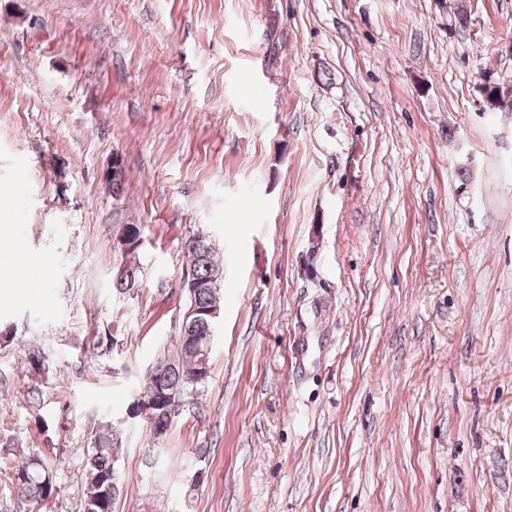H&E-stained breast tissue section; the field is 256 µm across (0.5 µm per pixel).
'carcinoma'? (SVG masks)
Listing matches in <instances>:
<instances>
[{
    "label": "carcinoma",
    "instance_id": "1",
    "mask_svg": "<svg viewBox=\"0 0 512 512\" xmlns=\"http://www.w3.org/2000/svg\"><path fill=\"white\" fill-rule=\"evenodd\" d=\"M184 248L190 261L188 276L202 284L200 288L184 289L187 307H205L220 296L223 270L215 258V245L208 236L197 232L188 237ZM124 252L129 261L114 278V286L119 290L135 287L140 274L135 261L137 249L128 247ZM198 358L197 352L172 344L167 355L147 371L138 399L139 403L152 406V410L145 414L149 429H170L174 407L196 392L189 378L198 371ZM101 429L102 432L92 438L87 452L83 512H114L116 495L112 494L109 478L115 469V459L119 458V436L109 423L101 425ZM52 472L47 457L29 455L14 468L13 484L18 496L36 503L51 497L56 491Z\"/></svg>",
    "mask_w": 512,
    "mask_h": 512
}]
</instances>
